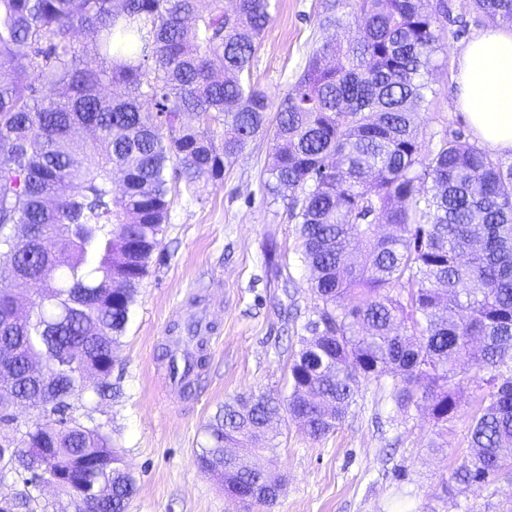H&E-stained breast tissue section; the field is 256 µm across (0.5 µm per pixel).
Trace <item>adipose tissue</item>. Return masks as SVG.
<instances>
[{"mask_svg":"<svg viewBox=\"0 0 512 512\" xmlns=\"http://www.w3.org/2000/svg\"><path fill=\"white\" fill-rule=\"evenodd\" d=\"M457 104L480 146L512 155V27L493 26L457 58Z\"/></svg>","mask_w":512,"mask_h":512,"instance_id":"1","label":"adipose tissue"}]
</instances>
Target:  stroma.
I'll return each instance as SVG.
<instances>
[{
  "label": "stroma",
  "instance_id": "1",
  "mask_svg": "<svg viewBox=\"0 0 512 512\" xmlns=\"http://www.w3.org/2000/svg\"><path fill=\"white\" fill-rule=\"evenodd\" d=\"M272 20L253 72L272 102H279L307 53L327 39L355 30L319 25L323 0H273ZM448 18L426 74L430 91L421 111L423 138L471 129L456 105V65L462 47L487 28L471 0H444ZM272 142L252 138L224 178L201 179L202 199L177 188L163 236L162 261L141 283L127 332L115 351L113 382L123 396L97 402L94 378L75 392V406L98 403V422L121 448L137 493L128 512H243L223 487L201 472L194 452L205 424L237 395L285 390L286 347L313 307L298 240L282 201L265 189ZM210 305L214 331L192 394L163 390L159 376L175 323ZM476 393L464 382L458 413L437 437L427 409L396 414L374 384L333 433L312 439L296 422L281 429L276 466L285 491L267 512H391L397 490L410 512H505L512 507V477L448 494L444 482L469 451L467 430Z\"/></svg>",
  "mask_w": 512,
  "mask_h": 512
}]
</instances>
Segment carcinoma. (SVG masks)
<instances>
[{"label":"carcinoma","mask_w":512,"mask_h":512,"mask_svg":"<svg viewBox=\"0 0 512 512\" xmlns=\"http://www.w3.org/2000/svg\"><path fill=\"white\" fill-rule=\"evenodd\" d=\"M342 5L325 21L357 36L310 51L271 120L252 69L272 0H0V466L26 485L61 478L67 505L53 512H127L135 482L96 407L77 414L72 396L89 374L99 398L121 395L114 350L160 257L173 181L193 194L223 179L263 132L265 188L296 225L312 317L289 394L225 402L198 468L244 507H269L283 476L224 449L274 451L285 417L319 439L364 383L445 427L468 378L470 452L453 479L512 473V162L460 133L425 148L443 29L432 0ZM472 5L512 19V0ZM18 408L33 416L19 423Z\"/></svg>","instance_id":"obj_1"}]
</instances>
